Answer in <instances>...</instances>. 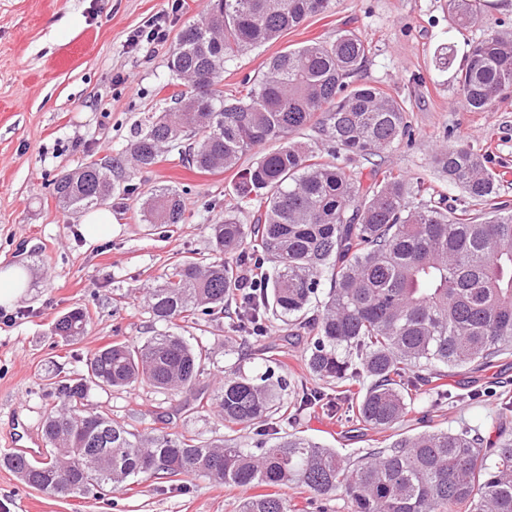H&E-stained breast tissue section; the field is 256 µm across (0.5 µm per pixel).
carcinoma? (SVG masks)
Returning a JSON list of instances; mask_svg holds the SVG:
<instances>
[{"instance_id": "carcinoma-1", "label": "carcinoma", "mask_w": 512, "mask_h": 512, "mask_svg": "<svg viewBox=\"0 0 512 512\" xmlns=\"http://www.w3.org/2000/svg\"><path fill=\"white\" fill-rule=\"evenodd\" d=\"M332 0H209L205 15L179 35L169 68L188 86L170 96L174 107L151 117L126 154L94 161L53 182L68 210L106 203L137 170L161 161L160 147L178 149L204 171L236 170L235 191L258 203L251 224L234 215L208 225L214 255L193 256L167 269L150 289L146 307L156 322L229 319L244 341L260 344L261 316L308 331V373L338 388L345 409L337 420L381 433L398 425L421 395L440 409L458 395L439 384L452 368H489L512 353V207L494 202L501 177L464 142L443 148L434 162L463 197L447 198L407 176L371 163L403 138H412L409 109L382 87L360 82L370 47L360 33L343 30L333 40H311L273 56L264 70L224 98V63L278 40ZM458 29L481 16V0H448ZM452 46L440 49L438 67L453 78L469 108L486 111L512 91V32L493 29L455 66ZM316 135L314 146L292 139ZM261 154L247 167L241 159ZM145 224L164 228L185 219L183 193L157 187L137 197ZM259 248L272 264L253 299L238 297V261ZM328 286L318 313L307 312ZM75 307L54 323L68 343L87 331ZM208 350L175 334L143 342L115 341L91 353L86 370L53 382L68 405L47 414L42 432L48 456L0 459L29 487L75 497L139 479L206 478L242 488L298 485L317 496L337 491L349 512H512V433L431 429L399 434L383 448L354 460L304 436L266 437L265 427L288 419L287 380L267 367L254 376L234 367L198 404L218 408L229 427L251 426L253 447L233 439L218 443L184 434L135 433L83 403L97 386L136 384L179 392L196 388ZM366 387L349 386L360 377ZM67 466L68 485L55 482ZM241 512H293L283 494L248 497Z\"/></svg>"}]
</instances>
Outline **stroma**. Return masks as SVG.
<instances>
[{
  "mask_svg": "<svg viewBox=\"0 0 512 512\" xmlns=\"http://www.w3.org/2000/svg\"><path fill=\"white\" fill-rule=\"evenodd\" d=\"M484 4L482 21L459 31L449 18L448 0H333L328 13L226 62L224 94L237 95L245 76L257 74L285 48L334 38L344 28L358 30L372 46L360 80L404 99L410 108L413 142L384 153L383 166L458 198L461 190L438 171L434 156L462 140L504 175L500 196L512 203V94L496 99L487 111H471L451 72L435 62L438 50L448 45L465 55L488 28L512 31V0ZM205 8L204 0H0V268L16 265L30 275L26 293L8 310L9 321L0 320V458L10 453L18 421L38 430L46 410L62 407L50 394L58 376L80 371L102 346L140 342L165 328L150 318L144 292L183 252L209 262L208 224L227 213L243 224L253 221V208H241L233 193L232 172H198L174 152L131 179L142 192L157 186L184 191L185 220L163 235L141 222L132 201L115 195L106 203L111 233L88 242L79 232L82 213L64 209L52 191L62 174L124 152L145 119L166 107L181 88L168 67L171 50ZM158 16L167 28L164 45L128 47V35ZM74 307L85 309L90 323L85 335L69 344L55 335L53 324ZM165 329L206 345L204 385L216 386L231 367L248 371L258 363L254 348L230 337L227 319L178 320ZM262 344L266 355L283 361L282 372L291 382L290 429L346 458L372 446L373 431L339 426L334 409L300 408L302 386L315 384L303 364L306 333H287L282 322L270 318ZM447 384L460 393V401L434 415L416 403L397 432L493 428L500 394L512 389V355L484 371L449 372ZM474 388L482 390V398L465 399ZM85 401L132 430L163 429L208 441L229 434L212 407L163 424L162 415L179 399L145 384L124 390L94 387ZM247 495L245 489L197 478L148 479L102 497L60 498L25 486L0 466V512H238Z\"/></svg>",
  "mask_w": 512,
  "mask_h": 512,
  "instance_id": "35a3bbf8",
  "label": "stroma"
}]
</instances>
